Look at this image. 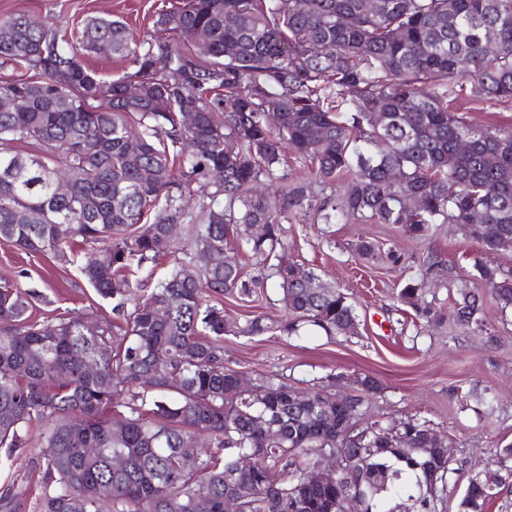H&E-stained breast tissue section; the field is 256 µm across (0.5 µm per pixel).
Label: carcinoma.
Instances as JSON below:
<instances>
[{
  "instance_id": "1",
  "label": "carcinoma",
  "mask_w": 512,
  "mask_h": 512,
  "mask_svg": "<svg viewBox=\"0 0 512 512\" xmlns=\"http://www.w3.org/2000/svg\"><path fill=\"white\" fill-rule=\"evenodd\" d=\"M291 2L184 0L154 21L183 36L176 47L134 46L125 23L106 17L88 19L75 39L25 13L0 18V67L26 70L0 76V97L27 101L0 112V239L59 258L82 239L90 249L80 271L117 318L41 321L36 291L0 276V448L28 447L30 425H43L40 512H224L244 456L253 457L244 512H331L352 486L365 512H440L426 492L431 457L362 444L371 421L341 444L337 483H306L309 449L336 448V423L356 419L364 399L324 407L322 387L295 407L292 386L274 376L261 377L255 395L237 392L224 335L357 332L347 294L312 271L298 277L285 258L284 223L299 215L397 225L417 240L456 224L485 254L508 249L512 130L473 125L448 110V98L512 101V0H380L376 11L366 0H304L300 11ZM199 30L208 34L202 47ZM103 42L133 71L107 82L88 67L84 56ZM133 79L144 81L138 101L127 96ZM103 92L106 111L96 101ZM272 109L276 125L265 118ZM131 138L137 166L127 160ZM289 150L308 168L291 182L280 173ZM61 173L68 197L54 190ZM173 224L183 257L157 279L158 260L178 245ZM254 224L266 225L264 236L251 235ZM232 241L261 276L246 278L227 254ZM467 277L512 311V268L476 256ZM266 279L282 290L288 320L230 329L224 298L249 296ZM398 299L428 322L439 315L419 280L407 279ZM452 316L487 331L474 288L457 289ZM87 359L96 372H85ZM259 417L279 436L255 433ZM397 425L423 447L426 422ZM188 454L199 460L193 470ZM503 485L497 471L471 476L462 512H483Z\"/></svg>"
}]
</instances>
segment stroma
<instances>
[{"label":"stroma","mask_w":512,"mask_h":512,"mask_svg":"<svg viewBox=\"0 0 512 512\" xmlns=\"http://www.w3.org/2000/svg\"><path fill=\"white\" fill-rule=\"evenodd\" d=\"M179 0H0V17L27 13L64 31L80 29L92 16L122 19L135 42L154 38L158 12L178 7ZM469 122L492 130H512V103L485 104L463 97L449 104ZM287 258L323 280L339 285L353 303L360 326L354 336H328L316 328L300 336L266 333L224 338V362L248 380L274 374L297 389L315 385L346 390L351 380L370 375L382 388L366 407L376 419L413 417L444 434L457 470L448 486L444 512H460L467 480L489 468L499 470L507 486L484 512H512V314L501 315L492 297L484 314L496 345L447 324L432 327L413 308L397 300L401 282L424 281L425 301L451 313L456 287L480 249L456 225H441L431 243L405 238L390 224H313L300 218L286 226ZM394 252L396 261L372 263L358 257V240ZM440 263L430 266L429 254ZM0 275H15L22 288L39 294L37 316H69L93 308L98 318L112 320V306L83 280L76 265L52 256L25 253L0 242ZM275 282L250 298L224 301L228 325L241 326L256 316L278 322L286 311ZM496 400L487 408L486 397ZM40 450L27 447L14 454L0 449V512H39L42 489L34 474Z\"/></svg>","instance_id":"1"}]
</instances>
